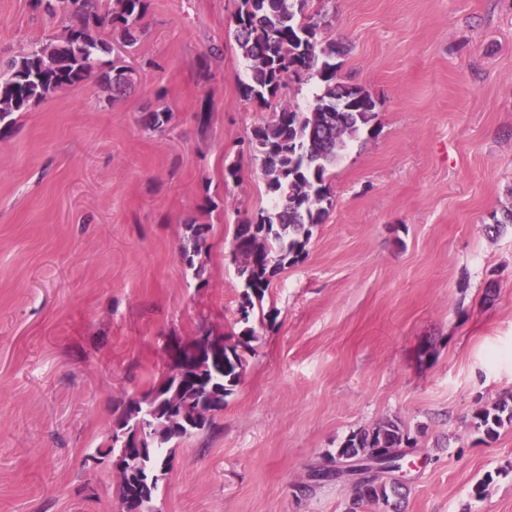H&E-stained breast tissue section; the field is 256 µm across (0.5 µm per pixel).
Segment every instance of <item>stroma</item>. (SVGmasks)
I'll return each instance as SVG.
<instances>
[{
    "label": "stroma",
    "instance_id": "1",
    "mask_svg": "<svg viewBox=\"0 0 512 512\" xmlns=\"http://www.w3.org/2000/svg\"><path fill=\"white\" fill-rule=\"evenodd\" d=\"M147 3L134 92L90 80L0 124V512H121L96 449L167 342L202 330L256 339L154 512H347L351 485L299 487L386 418L417 442L402 512H512V426L472 424L512 395V227L484 230L512 207V0H329L321 38L346 46L339 77L375 117L247 318L231 243L270 206L248 141L274 110L239 94L236 0ZM62 26L0 0V65ZM193 221L211 227L200 278L179 255Z\"/></svg>",
    "mask_w": 512,
    "mask_h": 512
}]
</instances>
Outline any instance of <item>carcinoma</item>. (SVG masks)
Returning a JSON list of instances; mask_svg holds the SVG:
<instances>
[{"mask_svg":"<svg viewBox=\"0 0 512 512\" xmlns=\"http://www.w3.org/2000/svg\"><path fill=\"white\" fill-rule=\"evenodd\" d=\"M309 2L237 0L233 13V36L249 70V79L239 82L244 99L267 106L279 95L285 78L299 72V84L313 78L319 81L312 108L304 112L295 106L281 107L271 121L254 129L250 140V152L260 160L274 207L236 225L234 231L233 254L243 282L240 309L246 321L255 308H263L276 274L306 254L314 229L324 223L332 207L328 172L347 141L369 126L375 109V101L364 88L351 89L339 80L336 57L343 54V48L334 42L321 45L326 15L320 9L308 12ZM45 9L62 16L63 31L32 43L0 71V123L7 126L13 123L14 114L95 76L114 98L125 94L132 84L128 67L112 65L104 57L112 54L114 31L128 45L137 41L146 0H46ZM208 232L206 224H188L180 246L182 262L198 278L204 272L201 256ZM254 339V332H244L235 345H224L223 365L199 367L194 376L220 387L223 397L230 396L244 370L245 358L238 346L247 348ZM204 393L202 387L177 386L171 375L161 376L141 398L126 403L104 455L116 452L120 458L125 456L129 448L122 446L116 434L124 432L133 439L139 427L151 420L153 429L147 437L151 447L135 452L140 471L158 469L160 461L154 449L169 448L204 430L211 424L212 414L224 409L221 403L200 412ZM511 425L512 402L508 400L473 415V427L489 438ZM413 447L414 440L402 423L387 418L370 430L349 434L332 460L383 454L394 467L398 450ZM115 472L121 502L131 509L153 512L158 483L136 498L126 470L117 466ZM402 489L398 482L383 481L371 485L365 496L356 491L348 512H357L366 497L394 508L404 497Z\"/></svg>","mask_w":512,"mask_h":512,"instance_id":"1","label":"carcinoma"}]
</instances>
